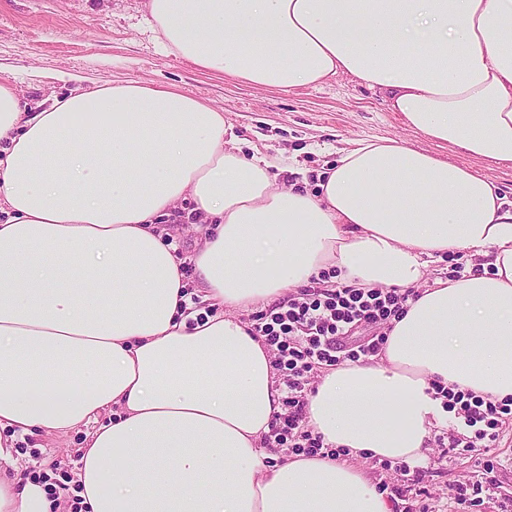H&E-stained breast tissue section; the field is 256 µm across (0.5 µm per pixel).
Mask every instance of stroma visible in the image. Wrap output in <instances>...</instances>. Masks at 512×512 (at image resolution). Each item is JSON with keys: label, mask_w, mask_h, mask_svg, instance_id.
I'll use <instances>...</instances> for the list:
<instances>
[{"label": "stroma", "mask_w": 512, "mask_h": 512, "mask_svg": "<svg viewBox=\"0 0 512 512\" xmlns=\"http://www.w3.org/2000/svg\"><path fill=\"white\" fill-rule=\"evenodd\" d=\"M146 0H0V79L16 83L28 111H40L75 88L115 80L166 86L224 111L230 131L262 153L298 161L315 179L336 150L355 139H392L487 176L512 200V163L494 164L438 145L389 111L380 91L339 75L319 87L284 90L196 68L165 53L148 24ZM87 426L63 435H12L23 478L50 481L49 491L72 505ZM498 483L483 505L459 503L452 490L481 477L476 456L430 439L425 457L408 474L363 468L385 488L394 512H512V427L490 451Z\"/></svg>", "instance_id": "stroma-1"}]
</instances>
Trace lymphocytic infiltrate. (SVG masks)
<instances>
[{"label": "lymphocytic infiltrate", "instance_id": "lymphocytic-infiltrate-1", "mask_svg": "<svg viewBox=\"0 0 512 512\" xmlns=\"http://www.w3.org/2000/svg\"><path fill=\"white\" fill-rule=\"evenodd\" d=\"M419 293L407 288L334 289L306 286L289 295L287 303L272 305L257 315L254 335L264 337L276 370L288 389L287 410L271 424L269 447H287L295 455H321L324 442L306 422L307 385L313 370L337 367L344 362L369 360L381 351V339H374L340 352V338L355 329L390 324L402 315L409 301ZM447 411L461 422L449 434L448 445L479 452L486 443L498 440L503 426L512 420V399L493 401L457 386H437Z\"/></svg>", "mask_w": 512, "mask_h": 512}]
</instances>
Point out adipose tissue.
I'll return each instance as SVG.
<instances>
[{
	"mask_svg": "<svg viewBox=\"0 0 512 512\" xmlns=\"http://www.w3.org/2000/svg\"><path fill=\"white\" fill-rule=\"evenodd\" d=\"M146 6L164 50L201 69L288 90L348 73L430 139L512 163V0ZM1 139L0 431L94 424L87 512H391L355 459L423 458L446 414L434 384L512 397V208L471 168L359 139L317 190L278 188L287 159L246 155L223 110L134 81L29 116L1 79ZM186 202L205 225L190 285L160 225ZM462 249L470 266L393 319L379 361L310 394L309 427L345 459L272 463L283 384L240 312L329 269L410 287ZM15 467L0 441V512H56Z\"/></svg>",
	"mask_w": 512,
	"mask_h": 512,
	"instance_id": "obj_1",
	"label": "adipose tissue"
}]
</instances>
